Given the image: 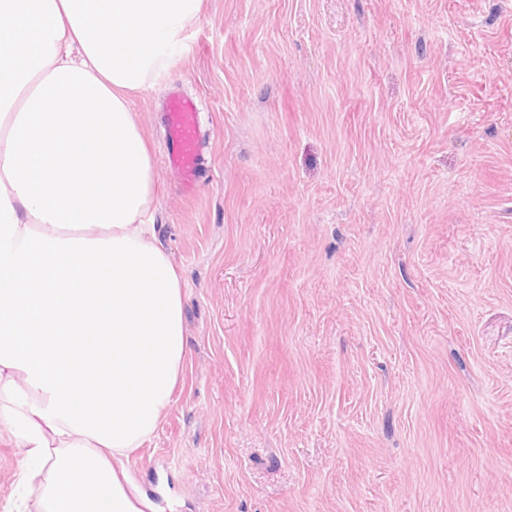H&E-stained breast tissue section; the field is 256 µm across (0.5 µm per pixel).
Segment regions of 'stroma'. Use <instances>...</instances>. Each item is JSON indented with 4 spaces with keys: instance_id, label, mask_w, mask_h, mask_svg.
<instances>
[{
    "instance_id": "obj_1",
    "label": "stroma",
    "mask_w": 512,
    "mask_h": 512,
    "mask_svg": "<svg viewBox=\"0 0 512 512\" xmlns=\"http://www.w3.org/2000/svg\"><path fill=\"white\" fill-rule=\"evenodd\" d=\"M132 109L185 293L158 512H512V0H206ZM163 111L167 129L166 164L179 175L182 192L193 194L200 178V100L176 87L169 92Z\"/></svg>"
}]
</instances>
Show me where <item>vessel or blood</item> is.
Returning <instances> with one entry per match:
<instances>
[{"label":"vessel or blood","instance_id":"b4317fda","mask_svg":"<svg viewBox=\"0 0 512 512\" xmlns=\"http://www.w3.org/2000/svg\"><path fill=\"white\" fill-rule=\"evenodd\" d=\"M201 103L181 89H172L163 105L167 129L166 164L180 178L183 193H195L199 178L202 150L199 112Z\"/></svg>","mask_w":512,"mask_h":512}]
</instances>
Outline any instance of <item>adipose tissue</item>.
<instances>
[{
	"label": "adipose tissue",
	"mask_w": 512,
	"mask_h": 512,
	"mask_svg": "<svg viewBox=\"0 0 512 512\" xmlns=\"http://www.w3.org/2000/svg\"><path fill=\"white\" fill-rule=\"evenodd\" d=\"M204 0H0V426L16 512H151L124 461L187 357L180 274L132 93ZM24 451L17 437L0 428V512L8 510L15 473Z\"/></svg>",
	"instance_id": "1"
}]
</instances>
